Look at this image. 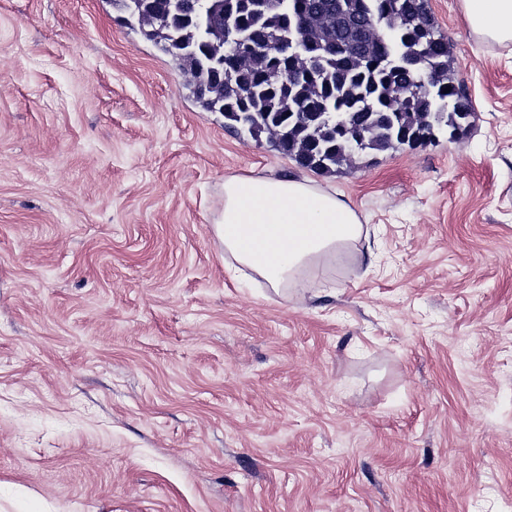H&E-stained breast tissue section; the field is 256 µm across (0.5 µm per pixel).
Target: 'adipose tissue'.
Segmentation results:
<instances>
[{
  "instance_id": "ef3b65f1",
  "label": "adipose tissue",
  "mask_w": 512,
  "mask_h": 512,
  "mask_svg": "<svg viewBox=\"0 0 512 512\" xmlns=\"http://www.w3.org/2000/svg\"><path fill=\"white\" fill-rule=\"evenodd\" d=\"M475 31L512 41V0H463ZM216 235L240 266L271 288H300L310 265L360 240L358 214L333 195L293 178L230 177Z\"/></svg>"
}]
</instances>
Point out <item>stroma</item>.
<instances>
[{
  "instance_id": "1",
  "label": "stroma",
  "mask_w": 512,
  "mask_h": 512,
  "mask_svg": "<svg viewBox=\"0 0 512 512\" xmlns=\"http://www.w3.org/2000/svg\"><path fill=\"white\" fill-rule=\"evenodd\" d=\"M429 6L470 133L320 175L117 0H0V512H512V41ZM233 176L364 235L269 288L215 233Z\"/></svg>"
}]
</instances>
